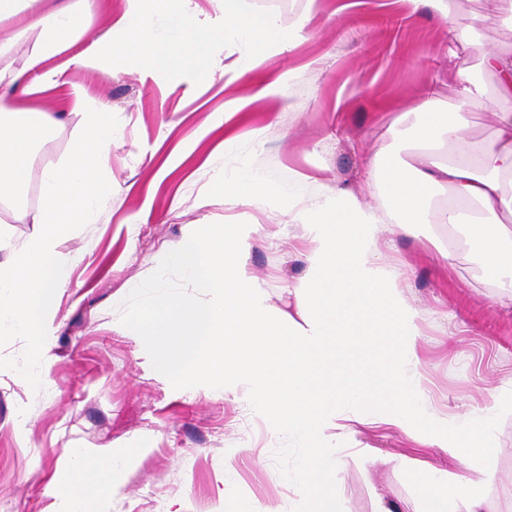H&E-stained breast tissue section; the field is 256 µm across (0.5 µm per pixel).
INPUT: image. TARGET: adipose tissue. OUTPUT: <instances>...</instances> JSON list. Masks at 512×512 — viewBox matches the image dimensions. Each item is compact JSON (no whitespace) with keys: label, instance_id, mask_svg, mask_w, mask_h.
I'll list each match as a JSON object with an SVG mask.
<instances>
[{"label":"adipose tissue","instance_id":"1","mask_svg":"<svg viewBox=\"0 0 512 512\" xmlns=\"http://www.w3.org/2000/svg\"><path fill=\"white\" fill-rule=\"evenodd\" d=\"M102 2L0 0V64L19 46L27 48L23 67L0 87L1 205L16 203L36 147L62 127L64 115L80 118L68 157L41 172V208L31 218L36 233L10 265H0V336L28 338L39 366L30 376L34 382L49 366L54 305L76 261L61 243L94 223L102 201L111 197L109 159L122 136L112 123L111 103L71 85L68 68L97 70L108 52L127 68L162 72L178 86L192 76L214 78L225 43L247 47L240 68L250 71L288 38L255 0H222L220 14L210 18L200 17L192 0H126L125 11L83 43ZM409 2L448 24L449 51L476 50L483 70L494 77V139L479 146L464 135L470 110L485 94L481 86L464 85L445 112L438 110L434 92H426L413 112L402 115L415 126L408 155L395 152L370 162L381 208L363 203L345 185L299 207L289 192L278 191L280 210L301 224L305 242L307 269L291 290L293 310L274 305L246 267L243 254L254 225L203 224L165 259L190 290L150 284L146 306L128 318L155 370L182 374L220 394L242 391L273 432L301 440L290 481L308 512H341L333 485L338 459L327 440L358 424L400 430L463 465L459 474L408 461L423 512H482L481 492L491 474L479 460L490 449L495 413L512 412V399L496 398L452 424L429 410L418 343L421 313L403 298L395 269L377 248L385 225L412 236L418 225L444 224L463 232L461 248L440 249L444 261H474L485 279L512 288V224L488 219L500 209L512 215V51L476 45L467 32L451 27L458 0ZM160 12L174 21L165 34L154 23ZM62 53L66 62L51 65ZM48 91L57 95L60 111L25 105V98ZM224 201L235 207L267 204L263 179L240 167L224 179ZM120 464L109 455L82 457L57 490V512H103Z\"/></svg>","mask_w":512,"mask_h":512}]
</instances>
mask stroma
Listing matches in <instances>:
<instances>
[{
    "mask_svg": "<svg viewBox=\"0 0 512 512\" xmlns=\"http://www.w3.org/2000/svg\"><path fill=\"white\" fill-rule=\"evenodd\" d=\"M257 3L295 37L253 71L239 70L244 49L228 44L217 62L222 77L178 87L116 58L97 73L68 72L71 84L111 102L124 135L112 149L111 198L96 223L63 240V251L78 260L56 302L44 381L23 377L26 337L0 340V512H50L58 484L71 474L67 448L123 457L106 512H166L171 504L215 512L228 483L256 512L292 496L299 441L268 431L240 397L157 374L126 326L129 311L145 299L148 282L184 288L163 257L197 225L243 220L259 226L245 253L249 272L272 303L287 307L306 272L297 250L301 226L276 211L226 206L219 175L246 164L269 188L305 202L339 183L372 202L379 188L369 161L414 139L394 120L433 85L447 109L462 89L458 70L481 72L475 52L448 58L447 25L406 0H319L312 14L307 0ZM455 25L480 44L512 49L499 0H459ZM232 107L239 113L227 135L216 123ZM75 127L67 117L39 149L19 198L28 214L41 205L40 168L67 155ZM448 243L444 228H425L418 238L393 228L377 247L422 313L431 395L452 415L512 394V288L493 286L474 265L443 264L436 248ZM332 442L342 450L335 488L343 512H376L382 501L415 512L417 489L403 460L457 468L442 449L383 426H360ZM481 464L493 475L484 489L487 512H512L511 414L498 416Z\"/></svg>",
    "mask_w": 512,
    "mask_h": 512,
    "instance_id": "obj_1",
    "label": "stroma"
}]
</instances>
